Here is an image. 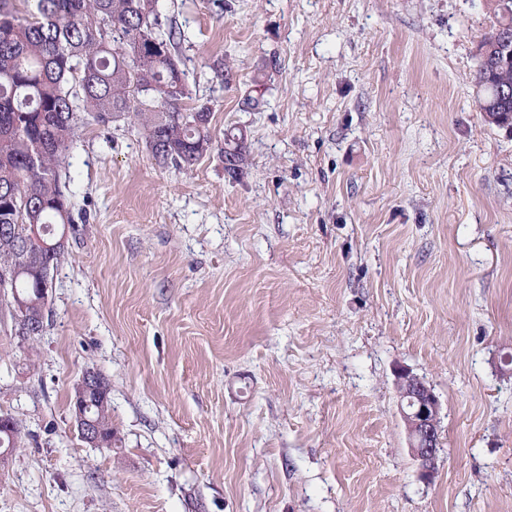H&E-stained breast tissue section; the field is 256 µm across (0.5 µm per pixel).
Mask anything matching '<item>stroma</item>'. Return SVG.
I'll return each instance as SVG.
<instances>
[{"label":"stroma","mask_w":512,"mask_h":512,"mask_svg":"<svg viewBox=\"0 0 512 512\" xmlns=\"http://www.w3.org/2000/svg\"><path fill=\"white\" fill-rule=\"evenodd\" d=\"M159 8L242 163L179 172L124 122L83 130L62 179L88 221L43 335L0 305V414L22 437L0 512H512V129L471 82L484 0ZM402 368L441 403L428 483ZM90 370L109 447L72 419ZM95 375L98 378H102L97 373H95ZM96 376L84 374L77 383L72 409L73 418L79 436L84 442L94 447L103 446L105 444L103 431L96 421L98 420L110 438V442L107 446H112V439L114 440L115 433L112 429V405L110 397L107 398L103 404L100 401L93 402L91 413L96 420L88 415L91 395L94 393L97 397L101 396L106 398L110 392L108 383L98 379Z\"/></svg>","instance_id":"1"}]
</instances>
